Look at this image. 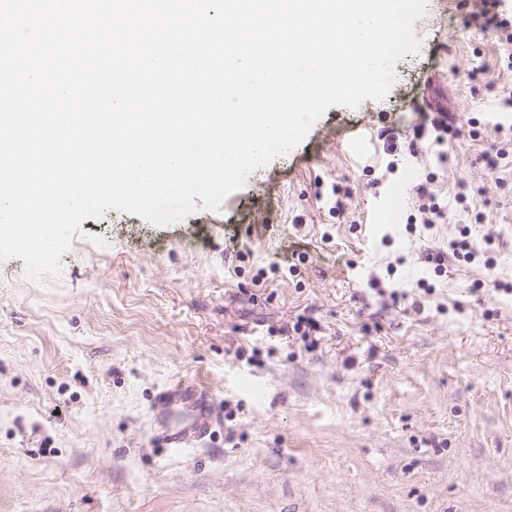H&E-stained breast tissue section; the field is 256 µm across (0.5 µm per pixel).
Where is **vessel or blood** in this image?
Here are the masks:
<instances>
[{"label":"vessel or blood","mask_w":512,"mask_h":512,"mask_svg":"<svg viewBox=\"0 0 512 512\" xmlns=\"http://www.w3.org/2000/svg\"><path fill=\"white\" fill-rule=\"evenodd\" d=\"M196 395V388L179 384L158 395L154 407L159 414L169 418L170 424L162 428L158 438L164 448L179 450L200 442L215 424L214 408L210 397L200 398L190 422H182L178 411V401L182 396Z\"/></svg>","instance_id":"obj_1"}]
</instances>
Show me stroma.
Returning a JSON list of instances; mask_svg holds the SVG:
<instances>
[{
  "instance_id": "stroma-1",
  "label": "stroma",
  "mask_w": 512,
  "mask_h": 512,
  "mask_svg": "<svg viewBox=\"0 0 512 512\" xmlns=\"http://www.w3.org/2000/svg\"><path fill=\"white\" fill-rule=\"evenodd\" d=\"M481 6L428 0L388 96L328 108L220 211L107 210L41 283L0 263V512H512V68ZM439 110L443 144L417 130ZM465 226L494 267L438 266ZM179 381L219 424L169 451L151 406Z\"/></svg>"
}]
</instances>
